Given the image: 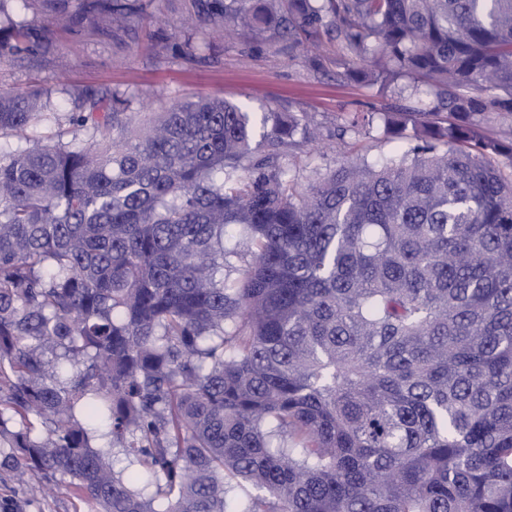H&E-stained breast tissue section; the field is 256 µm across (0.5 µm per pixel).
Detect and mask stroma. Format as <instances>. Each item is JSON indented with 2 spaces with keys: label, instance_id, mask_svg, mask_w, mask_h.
Returning <instances> with one entry per match:
<instances>
[{
  "label": "stroma",
  "instance_id": "35a3bbf8",
  "mask_svg": "<svg viewBox=\"0 0 512 512\" xmlns=\"http://www.w3.org/2000/svg\"><path fill=\"white\" fill-rule=\"evenodd\" d=\"M142 9L126 29L96 10V0H0L15 21L26 25L33 53L0 62V90L40 88L50 96L49 118L38 136L62 135L78 145L86 131L69 121L77 92L126 94L136 112L161 111L171 101L225 98L255 113H307L325 147L302 156L320 170L357 156L376 161L394 154L397 144L382 121L359 133L339 135L349 112H388L414 104L412 79L402 93H379L363 83L338 78L336 66L312 71L305 54L288 55L275 44H250L217 32L224 0H140ZM193 25L192 54H183L184 29ZM41 475L0 470V512H93L65 486L41 492Z\"/></svg>",
  "mask_w": 512,
  "mask_h": 512
}]
</instances>
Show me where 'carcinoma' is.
I'll use <instances>...</instances> for the list:
<instances>
[{
	"label": "carcinoma",
	"mask_w": 512,
	"mask_h": 512,
	"mask_svg": "<svg viewBox=\"0 0 512 512\" xmlns=\"http://www.w3.org/2000/svg\"><path fill=\"white\" fill-rule=\"evenodd\" d=\"M221 17L315 71L333 42L382 92L419 79L384 118L406 149L306 174L303 112L91 92L70 115L89 145L43 142L46 93L1 91L0 137L26 146L0 152V469L94 512H512V141L487 128L512 116V0ZM31 52L0 31V60ZM234 481L255 493L233 507Z\"/></svg>",
	"instance_id": "obj_1"
}]
</instances>
